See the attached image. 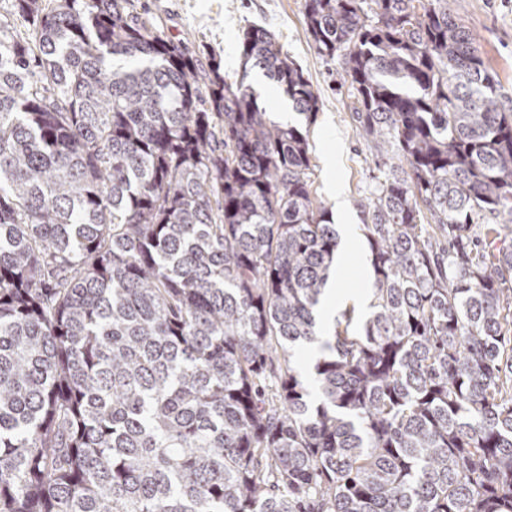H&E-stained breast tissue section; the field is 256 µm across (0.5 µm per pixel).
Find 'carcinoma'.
<instances>
[{
  "instance_id": "1",
  "label": "carcinoma",
  "mask_w": 512,
  "mask_h": 512,
  "mask_svg": "<svg viewBox=\"0 0 512 512\" xmlns=\"http://www.w3.org/2000/svg\"><path fill=\"white\" fill-rule=\"evenodd\" d=\"M305 9L410 168L357 202L369 313L323 337L307 132L245 72L202 93L134 0L0 14V512H512V105L448 0ZM240 51L313 121L272 34ZM248 81L251 83L252 88L258 97V102L262 105H265L267 109L272 113L274 118L284 123L289 121L293 124L297 123L305 126L304 118L294 113L295 111L293 112L288 108V115L281 113L282 111L279 109L280 103L277 105L271 98L272 92L280 98V102L284 98L279 94L276 86L272 83V81H270L262 71L253 70L250 73Z\"/></svg>"
}]
</instances>
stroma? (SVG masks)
<instances>
[{"instance_id": "obj_1", "label": "stroma", "mask_w": 512, "mask_h": 512, "mask_svg": "<svg viewBox=\"0 0 512 512\" xmlns=\"http://www.w3.org/2000/svg\"><path fill=\"white\" fill-rule=\"evenodd\" d=\"M166 35L182 40L201 64L216 60L227 81L240 74L242 31L251 25L269 30L284 53L304 70L319 95V110L308 127L313 189L328 209L344 202L353 228L354 268L338 286L357 311H366L372 270L362 231L359 198L375 192L383 175L375 149L352 119L355 103L336 60L319 56L306 35L305 0H140ZM470 29L482 57L498 75L501 92L512 99V0H448Z\"/></svg>"}]
</instances>
